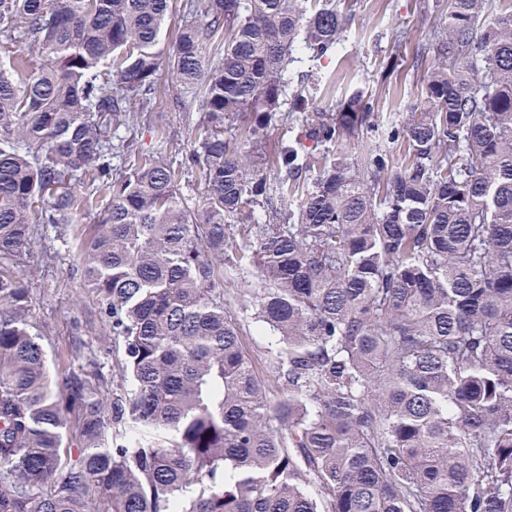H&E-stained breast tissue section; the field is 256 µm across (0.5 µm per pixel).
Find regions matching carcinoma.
<instances>
[{
	"label": "carcinoma",
	"instance_id": "cac0c4a2",
	"mask_svg": "<svg viewBox=\"0 0 512 512\" xmlns=\"http://www.w3.org/2000/svg\"><path fill=\"white\" fill-rule=\"evenodd\" d=\"M308 2L189 0L205 24L166 55L173 0H0V43L42 57L22 86L0 69V512H512V10L448 0L423 106L385 132L401 162L336 148L373 127L356 92L271 180L245 145L292 52L349 23ZM165 55L201 112L177 165L137 131ZM275 200L293 222L242 223ZM47 225L80 244L84 330L122 341L111 394L94 351L51 382L26 262ZM248 274L265 378L224 301ZM12 45H10V50L12 51H19L22 50L25 55L28 56L30 67L28 70L25 71H18L17 73H14L13 77L18 85L25 82L29 72L31 69L36 68L42 63L41 56L38 52V47L32 45L27 40L23 38H17L16 40L12 41ZM200 181L201 177L197 171L186 174L179 185L181 194L187 199L192 208L203 205L204 199L201 195Z\"/></svg>",
	"mask_w": 512,
	"mask_h": 512
}]
</instances>
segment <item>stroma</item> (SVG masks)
<instances>
[{
	"label": "stroma",
	"instance_id": "1",
	"mask_svg": "<svg viewBox=\"0 0 512 512\" xmlns=\"http://www.w3.org/2000/svg\"><path fill=\"white\" fill-rule=\"evenodd\" d=\"M446 0H336L339 10L349 13L351 23L335 53L314 59L300 55L284 72L282 111L289 119L271 127L260 146L267 160H275L281 146L300 136L306 117L292 111L291 102L306 91L318 111H335L356 91L371 94L375 103L376 131L343 140L341 147L355 159L383 138L384 129L403 123L411 110L423 102L428 47L440 32ZM199 115L188 105L164 100L155 117L167 140L168 156L181 157L194 142L192 129ZM33 308L40 343L50 376L72 370L75 326L97 309L98 301L81 286L77 252L64 248L31 280ZM242 345L256 373L266 376L271 338L259 332L251 313L234 308Z\"/></svg>",
	"mask_w": 512,
	"mask_h": 512
}]
</instances>
